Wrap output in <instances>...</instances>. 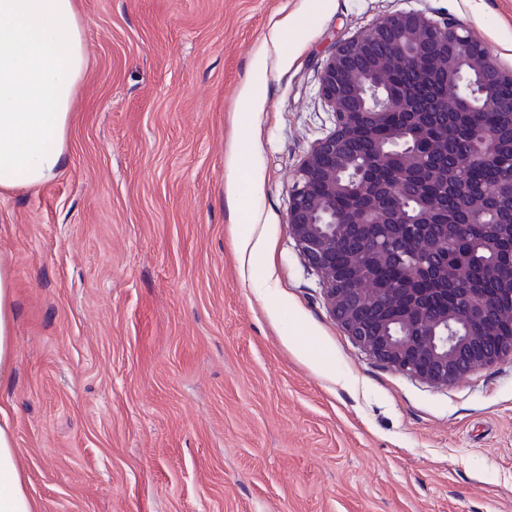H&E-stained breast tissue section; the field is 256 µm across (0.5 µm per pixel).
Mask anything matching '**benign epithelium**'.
Returning a JSON list of instances; mask_svg holds the SVG:
<instances>
[{
	"label": "benign epithelium",
	"mask_w": 512,
	"mask_h": 512,
	"mask_svg": "<svg viewBox=\"0 0 512 512\" xmlns=\"http://www.w3.org/2000/svg\"><path fill=\"white\" fill-rule=\"evenodd\" d=\"M398 69L412 71L421 83L438 78V108L472 113L478 130L473 154L500 162L512 183V156L497 152L499 130L480 122L485 113L512 116V93H504L506 87L512 90V71L502 69L488 44L467 30L441 25L422 13L398 12L342 42L324 64L320 93L334 128L316 140L295 171L286 224L304 262L321 278L330 315L354 343L395 371L448 386L512 355V336L494 335L497 305L459 280L457 308L430 306L418 299L413 285L427 274L446 277L448 270L414 264L406 280L377 285L363 259L368 253L383 262L394 259L383 234L407 228L436 260L448 248L453 226L496 223L488 220L496 189L485 188L475 197L466 186H456L466 206L454 215L438 199L414 195L423 179L446 175L438 159L451 132H432L428 154L416 149L425 136L420 112L410 96L392 92L387 82ZM392 115L401 119L395 135L365 145L361 157L354 158L357 134L376 129ZM338 195L351 199L340 212L331 206ZM353 234L357 248L345 278L336 251Z\"/></svg>",
	"instance_id": "1"
}]
</instances>
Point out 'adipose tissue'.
Masks as SVG:
<instances>
[{"mask_svg":"<svg viewBox=\"0 0 512 512\" xmlns=\"http://www.w3.org/2000/svg\"><path fill=\"white\" fill-rule=\"evenodd\" d=\"M75 0H0V187H36L66 160L65 136L87 68ZM13 281L0 267V380L14 351ZM0 512H39L17 473L14 438L0 425Z\"/></svg>","mask_w":512,"mask_h":512,"instance_id":"obj_1","label":"adipose tissue"}]
</instances>
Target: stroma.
<instances>
[{
	"instance_id": "1",
	"label": "stroma",
	"mask_w": 512,
	"mask_h": 512,
	"mask_svg": "<svg viewBox=\"0 0 512 512\" xmlns=\"http://www.w3.org/2000/svg\"><path fill=\"white\" fill-rule=\"evenodd\" d=\"M308 4L77 0L66 164L0 191V407L40 512H512V356L447 387L375 362L285 224L341 42L415 11L512 70V0ZM13 281L6 267L0 265V380L9 376L14 351L12 326L14 321Z\"/></svg>"
}]
</instances>
